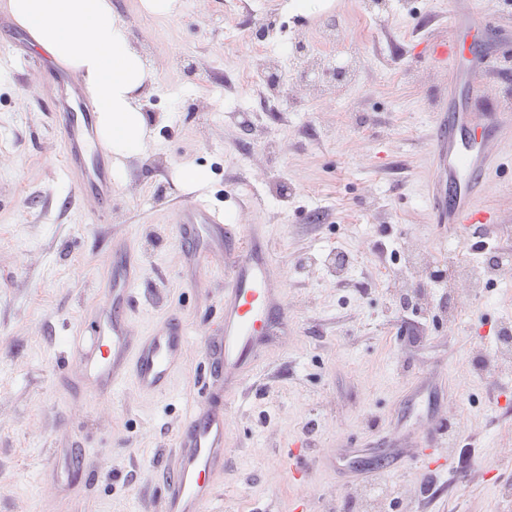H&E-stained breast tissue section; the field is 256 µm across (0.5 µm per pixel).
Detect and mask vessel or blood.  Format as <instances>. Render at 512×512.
Wrapping results in <instances>:
<instances>
[{
	"label": "vessel or blood",
	"mask_w": 512,
	"mask_h": 512,
	"mask_svg": "<svg viewBox=\"0 0 512 512\" xmlns=\"http://www.w3.org/2000/svg\"><path fill=\"white\" fill-rule=\"evenodd\" d=\"M488 117L467 111L459 88H450L436 114L432 163L436 180L429 189V204L439 224H489L493 218L482 201L499 158L488 146ZM64 164L78 174V190L93 208L90 223H102L112 198V170L106 150L94 129V114L85 103L71 110L64 130ZM177 241L201 240L211 262L224 261V240L232 227L220 210L202 200L188 201L172 214ZM244 245L227 273L224 291V332L217 352L225 376H234L246 361L259 326L270 312L271 253L256 227L242 232ZM112 282L105 290L100 315L91 329V341L75 355L87 386L105 395L123 382L146 394L166 390L188 346L187 324L173 313L150 332L131 328L130 309L141 265L126 246L113 249L109 259ZM228 414L223 399L207 398L186 416L178 437V466L166 483L168 512H206L212 499L211 478L224 465V436Z\"/></svg>",
	"instance_id": "vessel-or-blood-1"
}]
</instances>
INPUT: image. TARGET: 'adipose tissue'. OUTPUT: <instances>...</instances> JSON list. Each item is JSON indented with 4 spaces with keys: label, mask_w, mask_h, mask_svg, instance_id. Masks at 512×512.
<instances>
[{
    "label": "adipose tissue",
    "mask_w": 512,
    "mask_h": 512,
    "mask_svg": "<svg viewBox=\"0 0 512 512\" xmlns=\"http://www.w3.org/2000/svg\"><path fill=\"white\" fill-rule=\"evenodd\" d=\"M5 9L36 50L83 82L105 149L118 159L145 154L149 119L139 99L149 71L112 0H7Z\"/></svg>",
    "instance_id": "adipose-tissue-1"
}]
</instances>
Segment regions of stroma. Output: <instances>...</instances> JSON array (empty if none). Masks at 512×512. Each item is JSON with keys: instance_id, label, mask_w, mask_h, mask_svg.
I'll return each mask as SVG.
<instances>
[{"instance_id": "35a3bbf8", "label": "stroma", "mask_w": 512, "mask_h": 512, "mask_svg": "<svg viewBox=\"0 0 512 512\" xmlns=\"http://www.w3.org/2000/svg\"><path fill=\"white\" fill-rule=\"evenodd\" d=\"M177 16L112 0L155 75L141 96L150 153L124 161L108 221L62 169L58 104L64 66L49 63L0 7V512H167L166 477L191 408L208 394L202 337L220 336L224 274L190 260L171 215L195 198L231 223L261 225L273 294L288 321L257 337L256 362L224 386L232 422L208 512H512V360L496 352L512 323V279H488L479 300L437 320L432 307L462 286L433 283L429 259L480 263L479 241L512 247V0H388L369 34L362 0L310 13L289 0H180ZM486 16L490 57L473 112H495L502 164L484 199L495 223H434L431 126L450 71L427 54L454 34L448 10ZM275 25L258 56L249 42ZM356 58L323 94L303 86L296 42L320 58ZM251 83H242V76ZM204 169L190 186L180 168ZM130 244L142 267L136 332L173 312L190 346L168 392L132 383L89 393L67 359L98 318L107 256ZM202 275L198 287L185 279ZM411 295L412 306L400 303ZM82 449L70 469L71 449ZM381 450L397 467H349Z\"/></svg>"}]
</instances>
